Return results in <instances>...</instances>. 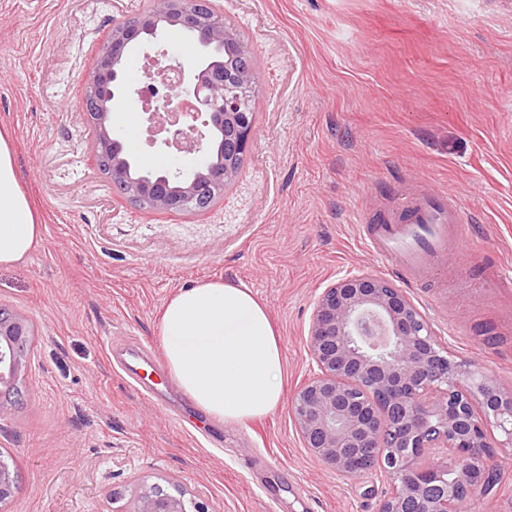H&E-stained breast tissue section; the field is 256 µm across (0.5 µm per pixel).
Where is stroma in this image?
Segmentation results:
<instances>
[{"label":"stroma","mask_w":512,"mask_h":512,"mask_svg":"<svg viewBox=\"0 0 512 512\" xmlns=\"http://www.w3.org/2000/svg\"><path fill=\"white\" fill-rule=\"evenodd\" d=\"M152 0H0V130L42 232L0 267V308L34 351L0 413L19 476L0 512H132L142 485L209 512H376L377 470L310 455L291 399L310 378L319 294L345 272L401 288L458 357L512 389V0H216L259 72L254 133L223 200L139 208L92 153L83 80L112 28ZM452 190L473 222L424 285L359 236L364 208L415 186ZM205 280L251 289L275 326L283 395L246 423L209 419L164 368L161 311ZM113 347L150 349L152 399Z\"/></svg>","instance_id":"35a3bbf8"}]
</instances>
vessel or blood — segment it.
I'll return each instance as SVG.
<instances>
[{
    "label": "vessel or blood",
    "instance_id": "b4317fda",
    "mask_svg": "<svg viewBox=\"0 0 512 512\" xmlns=\"http://www.w3.org/2000/svg\"><path fill=\"white\" fill-rule=\"evenodd\" d=\"M467 216L448 190L400 193L372 223L362 225L361 238L387 266L411 277L433 276L434 264L460 243Z\"/></svg>",
    "mask_w": 512,
    "mask_h": 512
}]
</instances>
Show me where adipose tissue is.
<instances>
[{
    "label": "adipose tissue",
    "instance_id": "obj_1",
    "mask_svg": "<svg viewBox=\"0 0 512 512\" xmlns=\"http://www.w3.org/2000/svg\"><path fill=\"white\" fill-rule=\"evenodd\" d=\"M41 235L38 212L0 132V267L25 260ZM164 359L180 389L211 419L244 423L282 399V351L265 306L246 288L221 281L181 289L159 324Z\"/></svg>",
    "mask_w": 512,
    "mask_h": 512
}]
</instances>
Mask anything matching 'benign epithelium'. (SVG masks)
Returning a JSON list of instances; mask_svg holds the SVG:
<instances>
[{"mask_svg": "<svg viewBox=\"0 0 512 512\" xmlns=\"http://www.w3.org/2000/svg\"><path fill=\"white\" fill-rule=\"evenodd\" d=\"M196 38L200 53L165 66V91L147 109L151 143L179 145L184 166L133 174L134 151L116 134V114L142 99L126 59L157 62L170 28ZM245 50L212 0H154L112 28L109 48L86 77L82 102L95 131L93 150L112 186L157 211L195 201L214 162L246 152L255 113L239 90L251 73L224 61ZM28 320L0 317V394L17 386ZM307 352L317 372L295 393L291 413L304 447L350 477L378 466L390 483L378 512H457L461 498L487 495L501 477L499 449L512 447V391L444 347L432 324L387 280L348 272L320 293ZM501 438H496L494 431ZM440 464H433V460ZM183 500L139 497L134 512H187Z\"/></svg>", "mask_w": 512, "mask_h": 512, "instance_id": "benign-epithelium-1", "label": "benign epithelium"}]
</instances>
